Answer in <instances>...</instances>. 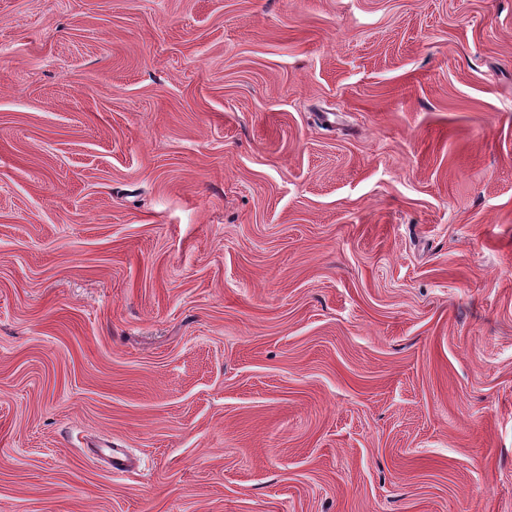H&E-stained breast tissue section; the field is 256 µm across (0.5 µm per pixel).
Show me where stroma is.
Segmentation results:
<instances>
[{"instance_id":"obj_1","label":"stroma","mask_w":512,"mask_h":512,"mask_svg":"<svg viewBox=\"0 0 512 512\" xmlns=\"http://www.w3.org/2000/svg\"><path fill=\"white\" fill-rule=\"evenodd\" d=\"M0 512H512V0H0Z\"/></svg>"}]
</instances>
